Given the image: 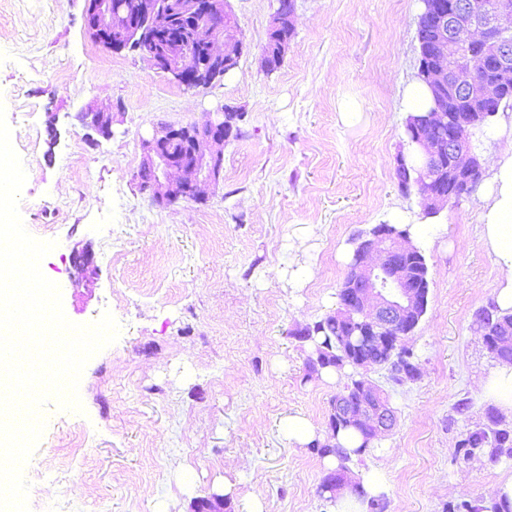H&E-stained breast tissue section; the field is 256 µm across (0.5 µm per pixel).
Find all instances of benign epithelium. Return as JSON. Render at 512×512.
Here are the masks:
<instances>
[{
  "label": "benign epithelium",
  "mask_w": 512,
  "mask_h": 512,
  "mask_svg": "<svg viewBox=\"0 0 512 512\" xmlns=\"http://www.w3.org/2000/svg\"><path fill=\"white\" fill-rule=\"evenodd\" d=\"M272 2V28L293 25L295 10ZM418 28L428 27L432 40L421 50L420 70L428 73L434 106L412 137L423 150L415 185L425 208L441 211L473 193L483 178L482 165L464 132L499 111L512 97V0H493L486 9L466 0H422ZM86 0L85 25L105 48L120 52L136 48L148 32L156 35L177 19L195 21L193 36L205 52L192 58L181 42H169L143 55L170 80L193 90L210 86L232 74L243 52V40L228 0ZM121 32L113 38L112 33ZM87 126L112 136V113H81ZM232 110L220 107L203 126L158 123L141 138L140 168L152 173L146 186L157 204L197 200L200 186L219 181L224 144L237 137ZM417 253L407 238L379 224L360 244L356 261L338 298L336 315L362 318V348L357 366L371 365L370 355H392L400 340L411 334V317L426 306L428 285L409 278L404 260ZM332 418L363 430L368 440L379 438L397 421L386 393L360 378L333 407ZM347 482L344 471L331 472L321 491L336 495ZM224 496L197 500L196 512H223Z\"/></svg>",
  "instance_id": "obj_1"
}]
</instances>
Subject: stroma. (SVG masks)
I'll return each instance as SVG.
<instances>
[{
    "label": "stroma",
    "instance_id": "35a3bbf8",
    "mask_svg": "<svg viewBox=\"0 0 512 512\" xmlns=\"http://www.w3.org/2000/svg\"><path fill=\"white\" fill-rule=\"evenodd\" d=\"M230 5L239 67L188 91L139 54L96 43L85 0H0V104L27 173L23 221L56 243L41 268L66 317L87 325L108 311L121 327L83 369L81 411L53 397L39 411L44 432L24 468L30 512H190L228 481L224 512L256 497L265 512H328L321 458L288 445L277 423L299 412L329 428L340 387L309 374L295 333L335 312L342 247L422 214L395 176L421 2L296 0L295 34L271 72L261 67L269 0ZM345 101L353 120L340 117ZM223 105L242 119L219 184L198 202L155 204L135 177L141 135L204 124ZM89 108L111 109V137L81 125ZM485 191L444 208L420 245L428 306L405 340L419 379L396 387L386 368L362 370L389 392L397 422L379 452L347 467L353 479L384 472L386 512L482 506L512 468L457 453L485 419L480 380L497 364L476 323L501 279L480 238ZM82 250L88 282L74 265Z\"/></svg>",
    "mask_w": 512,
    "mask_h": 512
}]
</instances>
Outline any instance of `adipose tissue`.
<instances>
[{
	"mask_svg": "<svg viewBox=\"0 0 512 512\" xmlns=\"http://www.w3.org/2000/svg\"><path fill=\"white\" fill-rule=\"evenodd\" d=\"M492 170L491 191L481 212L482 233L502 273L495 300L508 312L512 310V150L499 156Z\"/></svg>",
	"mask_w": 512,
	"mask_h": 512,
	"instance_id": "obj_1",
	"label": "adipose tissue"
}]
</instances>
